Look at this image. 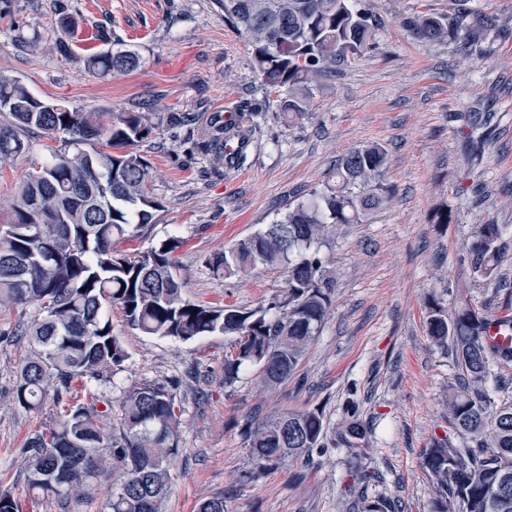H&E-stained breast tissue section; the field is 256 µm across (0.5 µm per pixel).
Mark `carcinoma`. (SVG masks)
Wrapping results in <instances>:
<instances>
[{
  "label": "carcinoma",
  "instance_id": "carcinoma-1",
  "mask_svg": "<svg viewBox=\"0 0 512 512\" xmlns=\"http://www.w3.org/2000/svg\"><path fill=\"white\" fill-rule=\"evenodd\" d=\"M224 19L251 47L252 64L267 87L284 92L278 108L290 117L306 110L303 92L336 72L349 56L373 47L374 33L362 0H222ZM420 40L448 37L476 44L480 28L466 21L420 12L407 22ZM135 52L116 47L87 61L97 75L136 67ZM36 97L22 83L0 77V163L27 156L26 133L41 130L74 149L51 152L28 173L0 231V303L35 307L37 315L17 334L28 338L12 392L33 413L48 394L61 406L55 423L36 430L21 448L27 488L60 502L108 487L107 512H167L172 461L179 452L182 408L168 382H144L123 391L118 425L103 389L127 358L109 309L122 308L126 324L146 335L183 342L216 333L235 337L224 359V384L257 366L261 382L288 379L329 314L335 277L320 248L332 228L358 224L389 194L383 182L387 154L379 144L346 153L331 183L288 208L264 230L207 260L218 279L243 277L259 266L283 270L284 281L260 306L194 303L182 295L175 253L181 241L165 239L145 251L124 254L117 243L149 224L163 205L147 187L148 163L132 147L149 133L142 112H31ZM196 147L233 165L245 157L248 131L207 121ZM498 224H480L456 258L463 274L498 277L505 252ZM448 310L428 306L427 335L452 346L458 371L448 391V416L468 440L459 448L436 440L422 454L434 488L433 512H512V346H489L488 320L465 288ZM81 385L84 398L75 393ZM327 432L317 411L285 412L250 426L246 436L262 464H285L323 450ZM367 433L357 422L338 432L355 449ZM358 512H392L384 497H364Z\"/></svg>",
  "mask_w": 512,
  "mask_h": 512
}]
</instances>
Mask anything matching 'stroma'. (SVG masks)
Listing matches in <instances>:
<instances>
[{
  "label": "stroma",
  "instance_id": "obj_1",
  "mask_svg": "<svg viewBox=\"0 0 512 512\" xmlns=\"http://www.w3.org/2000/svg\"><path fill=\"white\" fill-rule=\"evenodd\" d=\"M375 49L348 59L312 88L306 113L288 119L254 70L251 49L224 19L221 0H0V77L24 83L45 102L83 111L148 112L152 129L134 151L150 166V193L163 208L126 242L145 250L169 237L183 294L195 302L252 309L283 281L281 270L216 280L208 258L282 218L288 206L328 183L338 158L378 143L387 151V204L359 224L337 228L321 247L337 274L329 315L287 381L262 387L257 370L224 383L232 337L188 342L129 328L120 308L112 325L127 359L106 393L168 381L183 407L168 512H196L220 497L226 512H348L362 480L397 512H431L422 453L454 436L445 407L454 382L450 349L426 334L427 305L453 307L456 257L479 225L504 232L505 261L494 280L468 279L472 302L491 317L512 300V0H366ZM429 12L488 21L480 48L414 39L406 17ZM122 42L139 62L99 77L88 58ZM69 47L60 55L58 44ZM230 110L249 129L243 166L213 161L196 148L209 116ZM28 157L0 165V225L29 173L61 141L30 132ZM447 208L450 220L433 221ZM33 307L0 306V491L20 512H106L104 496L60 505L32 496L19 453L50 424L53 401L30 413L10 401L28 343L20 321ZM321 411L341 427L369 432L358 455L331 445L280 466L259 465L244 434L277 414ZM358 464L360 478L348 469Z\"/></svg>",
  "mask_w": 512,
  "mask_h": 512
}]
</instances>
